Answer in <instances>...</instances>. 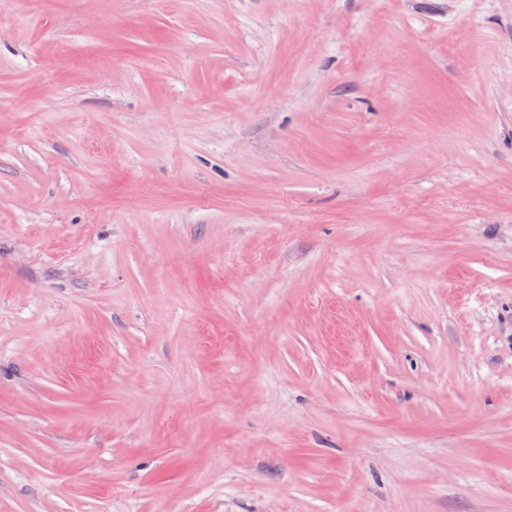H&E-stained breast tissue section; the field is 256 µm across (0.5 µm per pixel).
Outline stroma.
Instances as JSON below:
<instances>
[{"label":"stroma","instance_id":"stroma-1","mask_svg":"<svg viewBox=\"0 0 512 512\" xmlns=\"http://www.w3.org/2000/svg\"><path fill=\"white\" fill-rule=\"evenodd\" d=\"M0 512H512V0H0Z\"/></svg>","mask_w":512,"mask_h":512}]
</instances>
